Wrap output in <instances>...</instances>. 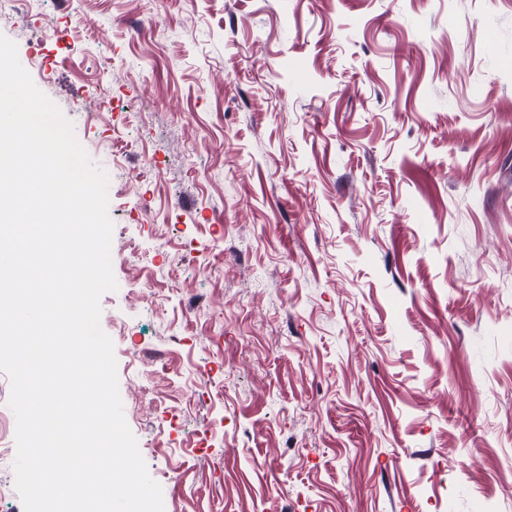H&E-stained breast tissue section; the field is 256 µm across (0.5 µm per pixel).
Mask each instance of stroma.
<instances>
[{
    "label": "stroma",
    "mask_w": 512,
    "mask_h": 512,
    "mask_svg": "<svg viewBox=\"0 0 512 512\" xmlns=\"http://www.w3.org/2000/svg\"><path fill=\"white\" fill-rule=\"evenodd\" d=\"M0 34L109 177L100 325L164 512H512V0H34Z\"/></svg>",
    "instance_id": "1"
}]
</instances>
